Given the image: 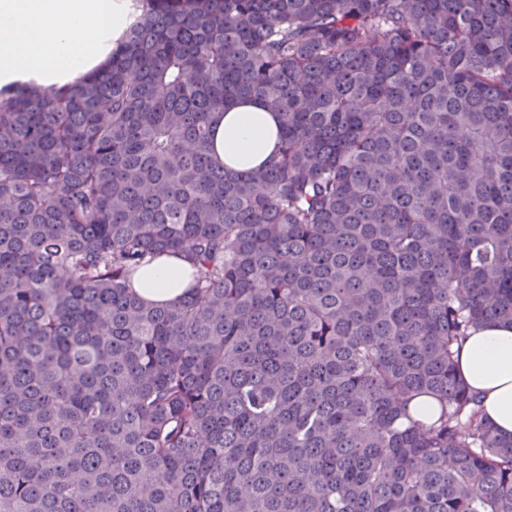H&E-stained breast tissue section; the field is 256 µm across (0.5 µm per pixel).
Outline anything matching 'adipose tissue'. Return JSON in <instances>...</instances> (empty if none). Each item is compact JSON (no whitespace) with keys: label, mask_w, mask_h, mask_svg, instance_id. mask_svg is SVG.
<instances>
[{"label":"adipose tissue","mask_w":512,"mask_h":512,"mask_svg":"<svg viewBox=\"0 0 512 512\" xmlns=\"http://www.w3.org/2000/svg\"><path fill=\"white\" fill-rule=\"evenodd\" d=\"M133 16V0H0V99L25 86L64 92L81 75L105 68ZM277 146V117L260 105H234L215 125V152L233 169L261 165ZM191 273L181 258L161 256L139 268L133 285L146 301H171ZM458 362L484 419L511 435L512 327H478Z\"/></svg>","instance_id":"adipose-tissue-1"}]
</instances>
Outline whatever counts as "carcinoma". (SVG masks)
Listing matches in <instances>:
<instances>
[{
  "mask_svg": "<svg viewBox=\"0 0 512 512\" xmlns=\"http://www.w3.org/2000/svg\"><path fill=\"white\" fill-rule=\"evenodd\" d=\"M134 2L0 101V512H512L458 370L512 326V0ZM241 101L280 128L245 172ZM214 128L218 159L236 170L261 165L278 146L277 117L259 104L230 107ZM192 268L177 256H161L143 264L133 285L148 302L172 301L186 289Z\"/></svg>",
  "mask_w": 512,
  "mask_h": 512,
  "instance_id": "1",
  "label": "carcinoma"
}]
</instances>
